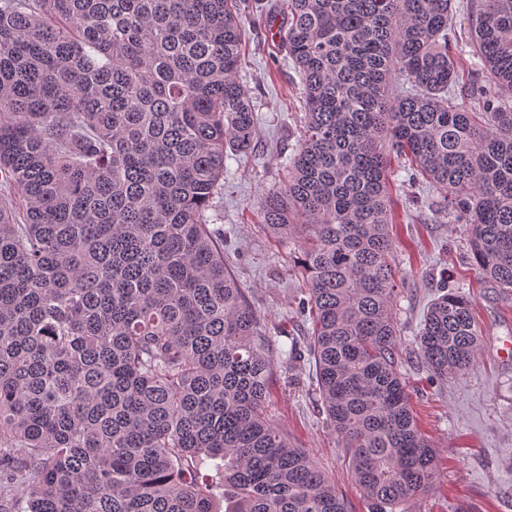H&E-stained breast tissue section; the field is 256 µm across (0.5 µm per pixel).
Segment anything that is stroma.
<instances>
[{"mask_svg": "<svg viewBox=\"0 0 512 512\" xmlns=\"http://www.w3.org/2000/svg\"><path fill=\"white\" fill-rule=\"evenodd\" d=\"M277 3H241L245 41L238 78L253 96L257 131L249 153L226 161L234 175L208 212L209 228L223 240L224 261L271 340L269 417L328 475L347 512H368L346 450L326 425L314 364L306 350L292 348L293 339L307 338L311 329L298 309L305 291L297 264L301 240L273 238L257 210L259 199L282 181L281 163L295 150L303 118L301 79L268 34ZM403 164L393 159L390 178L396 222L389 231L399 281L394 312L412 409L438 452L436 488L418 497L412 512H512V361L497 357L498 347L512 341V292L479 274L464 224L448 217L436 191L405 181ZM444 280L470 300L483 342L469 370L432 381L417 356L415 336Z\"/></svg>", "mask_w": 512, "mask_h": 512, "instance_id": "stroma-1", "label": "stroma"}]
</instances>
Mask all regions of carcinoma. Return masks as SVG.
<instances>
[{"mask_svg": "<svg viewBox=\"0 0 512 512\" xmlns=\"http://www.w3.org/2000/svg\"><path fill=\"white\" fill-rule=\"evenodd\" d=\"M237 0H0V512H346L268 417L267 337L207 212L250 151ZM287 0L272 19L304 123L259 202L301 232L308 355L369 512L434 489L435 446L401 371L392 155L467 224L512 290V0ZM403 85L396 93L393 86ZM482 342L438 290L416 336L431 376ZM216 460L215 473L199 472Z\"/></svg>", "mask_w": 512, "mask_h": 512, "instance_id": "cac0c4a2", "label": "carcinoma"}]
</instances>
